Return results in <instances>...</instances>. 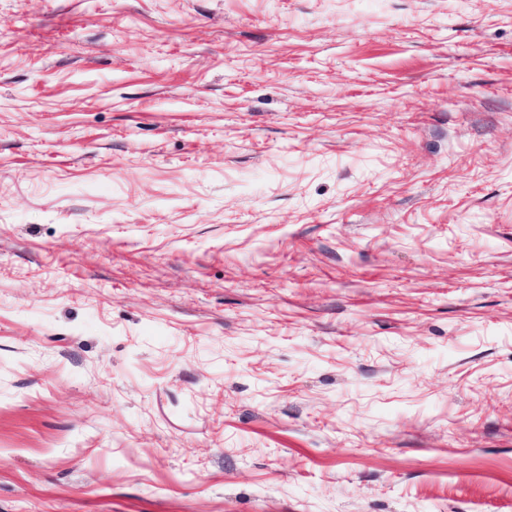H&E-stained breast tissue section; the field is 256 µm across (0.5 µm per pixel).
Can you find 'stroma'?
I'll list each match as a JSON object with an SVG mask.
<instances>
[{
  "label": "stroma",
  "instance_id": "obj_1",
  "mask_svg": "<svg viewBox=\"0 0 512 512\" xmlns=\"http://www.w3.org/2000/svg\"><path fill=\"white\" fill-rule=\"evenodd\" d=\"M0 512H512V0H0Z\"/></svg>",
  "mask_w": 512,
  "mask_h": 512
}]
</instances>
